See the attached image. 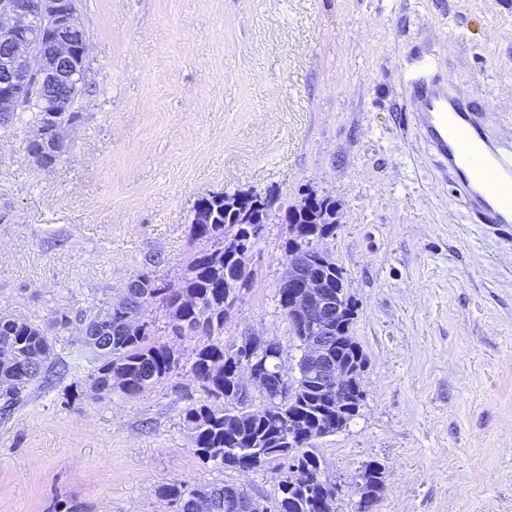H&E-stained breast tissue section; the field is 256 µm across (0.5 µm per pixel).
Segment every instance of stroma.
Here are the masks:
<instances>
[{
    "label": "stroma",
    "instance_id": "obj_1",
    "mask_svg": "<svg viewBox=\"0 0 512 512\" xmlns=\"http://www.w3.org/2000/svg\"><path fill=\"white\" fill-rule=\"evenodd\" d=\"M90 92L51 168L0 129V311L48 322L99 308L146 270L184 272L198 199L272 190L251 286L224 325L298 342L278 303L284 206L336 202L320 247L342 268L366 356L364 401L319 439L336 512H512V240L469 223L413 132L408 80L431 66L512 139V0H75ZM159 265L147 266L148 258ZM52 382L0 419V512H172L173 480L274 495L269 471L203 466L176 376L95 397L80 335L52 339ZM379 463L369 464L362 474L363 483L360 486L362 491V501L368 506H373L383 492V472Z\"/></svg>",
    "mask_w": 512,
    "mask_h": 512
}]
</instances>
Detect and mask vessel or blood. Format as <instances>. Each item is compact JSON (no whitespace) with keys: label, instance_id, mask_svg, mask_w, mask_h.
<instances>
[{"label":"vessel or blood","instance_id":"1","mask_svg":"<svg viewBox=\"0 0 512 512\" xmlns=\"http://www.w3.org/2000/svg\"><path fill=\"white\" fill-rule=\"evenodd\" d=\"M417 129L474 224H512V144L496 135L493 114L459 96L432 69L406 88Z\"/></svg>","mask_w":512,"mask_h":512}]
</instances>
